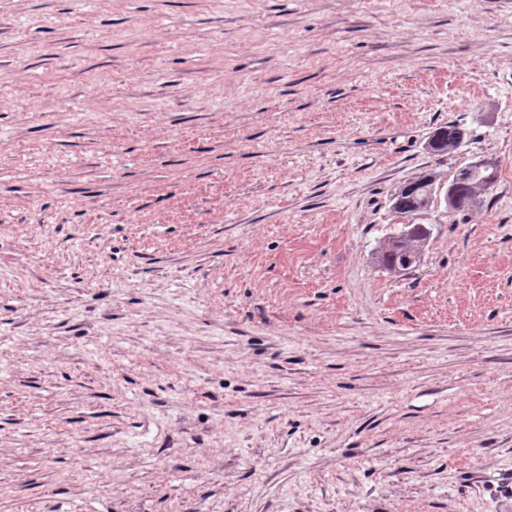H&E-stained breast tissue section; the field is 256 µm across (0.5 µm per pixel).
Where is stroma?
<instances>
[{"instance_id":"1","label":"stroma","mask_w":512,"mask_h":512,"mask_svg":"<svg viewBox=\"0 0 512 512\" xmlns=\"http://www.w3.org/2000/svg\"><path fill=\"white\" fill-rule=\"evenodd\" d=\"M0 512H512V0H0ZM434 132H437L434 136L438 137L441 143L439 152L442 153L440 154L458 149L464 143L466 136V131L454 123L441 126ZM498 164L489 170H480L470 178L462 177L457 182L449 183L443 194V200L448 208L451 201V194L455 184L454 202L448 210L460 212L470 209L479 200L480 196L486 194L497 178ZM426 174L401 187L393 197V209L396 213L407 217H413L427 211L432 202V195H428L425 188L430 183ZM415 250L411 245L401 246L380 255L376 261L379 265L388 267L410 268L417 263Z\"/></svg>"}]
</instances>
